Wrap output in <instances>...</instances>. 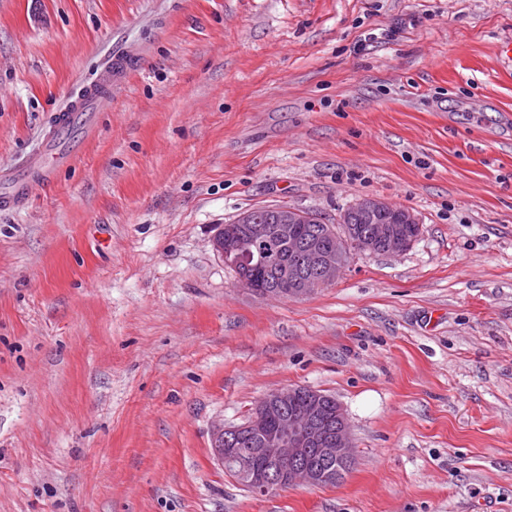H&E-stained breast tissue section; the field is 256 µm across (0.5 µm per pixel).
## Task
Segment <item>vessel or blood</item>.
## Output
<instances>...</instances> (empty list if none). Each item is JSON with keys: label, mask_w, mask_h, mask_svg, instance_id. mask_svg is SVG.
Masks as SVG:
<instances>
[{"label": "vessel or blood", "mask_w": 512, "mask_h": 512, "mask_svg": "<svg viewBox=\"0 0 512 512\" xmlns=\"http://www.w3.org/2000/svg\"><path fill=\"white\" fill-rule=\"evenodd\" d=\"M106 97L103 82L84 87L77 98L57 112L39 149L30 154L21 170L0 171V209H15L26 204L34 183L51 181L56 167L66 164L73 155L68 137L73 130L88 127L92 106Z\"/></svg>", "instance_id": "obj_1"}]
</instances>
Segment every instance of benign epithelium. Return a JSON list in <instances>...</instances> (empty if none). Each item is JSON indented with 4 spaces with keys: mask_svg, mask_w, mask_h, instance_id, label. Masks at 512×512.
<instances>
[{
    "mask_svg": "<svg viewBox=\"0 0 512 512\" xmlns=\"http://www.w3.org/2000/svg\"><path fill=\"white\" fill-rule=\"evenodd\" d=\"M357 206L378 218L371 235L361 243L364 250L392 256L402 253L396 224H417L416 214L381 198H364ZM272 224L264 223L253 212L242 214L215 240L219 253L234 251L242 254L262 251L265 254L270 288L264 295L284 297L288 288L304 297L319 287L336 281L341 272L336 256L348 248L342 235H331L332 244L326 248L317 242L302 240L297 225L308 221L324 223L318 216L288 207L274 211ZM307 393L312 401L304 409H295L301 388L291 387L264 397L243 424L236 427H216L213 431V456L225 469H233L235 478L256 496L296 486L331 484L336 474L311 462L316 458L324 463L353 462L349 423L341 405H336V426L325 421L317 402L319 393L311 388ZM278 418V433L272 448L271 462L265 465L246 463L238 448L240 433L253 436L265 432L271 418Z\"/></svg>",
    "mask_w": 512,
    "mask_h": 512,
    "instance_id": "1",
    "label": "benign epithelium"
}]
</instances>
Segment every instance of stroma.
Instances as JSON below:
<instances>
[{"instance_id":"1","label":"stroma","mask_w":512,"mask_h":512,"mask_svg":"<svg viewBox=\"0 0 512 512\" xmlns=\"http://www.w3.org/2000/svg\"><path fill=\"white\" fill-rule=\"evenodd\" d=\"M512 0H0V169L114 53L69 166L0 211V512H512ZM411 209L303 298L220 228ZM335 396L337 484L256 496L215 425Z\"/></svg>"}]
</instances>
